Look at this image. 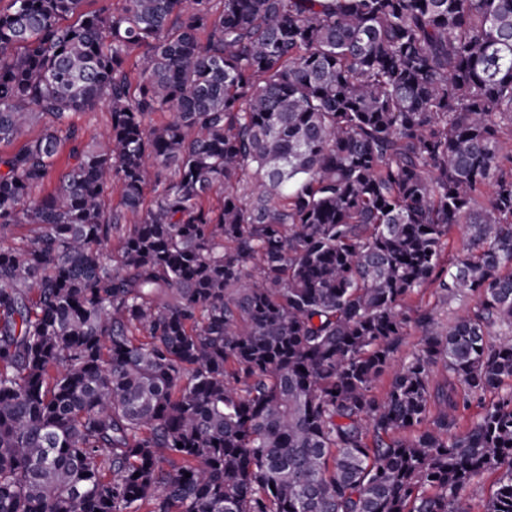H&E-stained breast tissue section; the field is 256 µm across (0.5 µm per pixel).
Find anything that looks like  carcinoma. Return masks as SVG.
<instances>
[{
	"mask_svg": "<svg viewBox=\"0 0 512 512\" xmlns=\"http://www.w3.org/2000/svg\"><path fill=\"white\" fill-rule=\"evenodd\" d=\"M84 2L0 9V512H512V0ZM72 122L82 130L85 142L101 139L109 129V109L106 104H101L93 112H76ZM474 305V300L467 297H457L439 308L438 317L443 324H451L456 318L465 315ZM422 338L421 330L415 328L413 325L407 328L406 335L403 337L402 344L396 354V359L399 364L407 362L411 359L412 355L422 347ZM498 473H487L475 480L468 488L465 496V504L468 512H484L483 504L491 497L496 489Z\"/></svg>",
	"mask_w": 512,
	"mask_h": 512,
	"instance_id": "1",
	"label": "carcinoma"
}]
</instances>
